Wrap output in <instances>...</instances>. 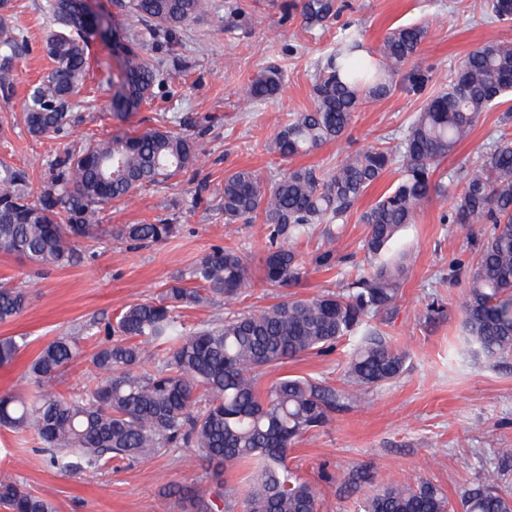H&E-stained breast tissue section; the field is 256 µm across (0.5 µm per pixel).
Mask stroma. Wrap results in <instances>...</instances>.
I'll list each match as a JSON object with an SVG mask.
<instances>
[{"label":"stroma","mask_w":512,"mask_h":512,"mask_svg":"<svg viewBox=\"0 0 512 512\" xmlns=\"http://www.w3.org/2000/svg\"><path fill=\"white\" fill-rule=\"evenodd\" d=\"M342 21L359 25L365 45L376 49L385 33L400 25H427L428 38L414 65L428 69L429 92L444 88L459 59L488 35L512 41V24L492 22L484 0H348ZM45 0H12L14 23L27 39L15 63V91L0 100V162L27 169L31 191L39 193L55 158L79 150L87 141L121 131L178 129L180 119L208 117L201 137L200 161L166 182L149 185L135 197L113 202L101 216L104 233L84 241L82 262L44 267L0 253V282L29 291L26 310L0 323V337L27 336L29 345L16 360L0 366V394L24 387V374L39 350L59 336L80 339L79 359L65 369L60 391L94 387L90 368L99 336H87L90 324L111 321L122 307L160 296L171 277L188 274L214 247L238 249L253 272L231 304L223 300L183 312L185 325L199 327L227 312L257 311L288 298H311L341 291L347 275L366 268V227L360 214L397 179L388 171L354 206L333 242L321 229L296 243L307 276L294 288H272L259 270L269 245L262 218L228 224L219 209L224 176L238 169L278 178L286 165L328 169L348 154L387 141L398 145L422 98L398 91L363 106L346 135L312 153L279 160L269 145L279 126L312 104V88L324 57L336 38L337 24L306 28L300 0H211L208 13L185 29L173 44L150 42L148 54L159 62L164 78L149 100L126 120L112 115V81L119 64L101 41L89 47L90 70L84 93L88 103L75 108L63 130L31 136L24 107L32 87L52 67L44 51L49 30ZM267 66L282 70L285 82L274 98L248 103L241 87ZM512 98L502 97L483 113L470 138L443 164L449 189H458L460 167L471 164L498 136L512 134L504 112ZM449 203L434 198L421 207L407 228L406 279L396 311L374 319L393 345L406 351L404 372L367 389L361 402L334 413L327 425L300 438L290 463L318 490V512H354L377 487L396 480L427 478L442 485L452 501L497 472V486L512 493V358L475 359L461 338V307L472 245L483 239L484 224L443 223ZM160 219L177 224V233L161 243L130 246L118 236L125 224ZM332 249L338 269L316 262ZM355 337L323 354H309L268 372V379L301 375L343 389L347 355ZM13 474L28 489H50L56 512H193L192 500L213 494L217 484L194 448H175L161 456L112 463L102 473L62 474L51 468L30 435L0 430V474Z\"/></svg>","instance_id":"stroma-1"}]
</instances>
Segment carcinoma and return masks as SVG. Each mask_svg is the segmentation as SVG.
Returning <instances> with one entry per match:
<instances>
[{"mask_svg":"<svg viewBox=\"0 0 512 512\" xmlns=\"http://www.w3.org/2000/svg\"><path fill=\"white\" fill-rule=\"evenodd\" d=\"M209 5L210 0H116L151 35L167 42L177 40ZM485 8L497 23L512 21V0H486ZM8 9L9 0H0V97L5 100L14 92L15 62L26 44ZM44 9L52 25L45 52L53 67L30 93L28 132L42 136L69 122V106L85 84L88 48L97 35L111 44L120 62L112 82L114 115L122 119L139 111L160 76L140 40L127 36L116 21L91 17L84 0H46ZM341 11L337 0H302V19L310 28L331 23ZM427 33L422 25L398 26L377 50L364 54L363 32L345 25L319 69L313 105L279 126L270 150L283 161L310 153L340 140L362 105L399 89L424 94L428 71L402 68ZM283 84L278 68L265 67L242 87L241 96L265 101ZM509 92L512 42L491 38L461 59L447 88L426 97L399 146L397 185L360 215L370 269L341 292L293 298L258 312H230L188 329L180 310L221 296L231 303L250 279L239 251L215 248L190 273L197 287L188 288L177 277L160 298L132 303L104 325L105 340L91 358L101 377L94 388L68 395L47 391L81 353L77 336L47 343L25 374L38 394L32 399L1 395L0 426L31 433L37 450L60 472H97L114 459L197 448L217 478L228 466H249L243 512H317V490L289 465V451L336 410L404 372L407 354L369 328V320L396 309L406 274L399 236L435 196H451V212L443 219L489 226L469 266L461 321L466 348L488 359L512 356V138L500 136L477 162L460 170L461 190L450 195L447 183L435 181L440 165L470 136L481 113ZM199 160L192 135L160 128L135 136L118 133L65 152L34 199L28 172L0 163V253L40 266L74 264L80 241L101 235L97 219L105 205L131 199ZM394 162L392 149L372 146L326 171L290 167L270 186L254 170L232 171L224 176V223L262 217L270 227L262 278L269 286H293L306 274L294 242L315 224L326 225V238L332 239V225L344 223ZM176 230L161 219L126 224L120 236L135 244L158 243ZM26 304L24 290L0 285V322L19 315ZM362 330L365 337L347 362L348 389L298 375L260 384L264 374L287 361L320 353ZM27 345L24 336L0 338V365L11 363ZM497 479L489 472L465 492L462 512H512V496L497 490ZM0 504L9 512H55L49 491H28L8 474L0 476ZM357 512H454V507L441 485L421 478L383 485L358 504Z\"/></svg>","mask_w":512,"mask_h":512,"instance_id":"1","label":"carcinoma"}]
</instances>
